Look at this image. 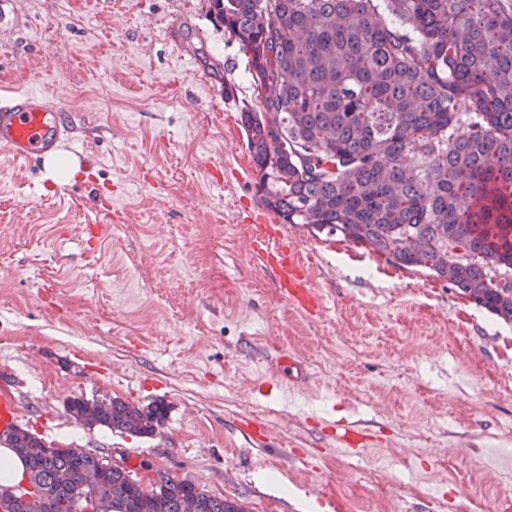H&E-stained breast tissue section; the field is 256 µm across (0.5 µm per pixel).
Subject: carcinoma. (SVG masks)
I'll list each match as a JSON object with an SVG mask.
<instances>
[{
  "label": "carcinoma",
  "instance_id": "obj_1",
  "mask_svg": "<svg viewBox=\"0 0 512 512\" xmlns=\"http://www.w3.org/2000/svg\"><path fill=\"white\" fill-rule=\"evenodd\" d=\"M207 13L248 55L271 95L241 112L254 168L276 176L266 207L285 224L367 246L399 269L428 267L475 304L512 321V0H207ZM464 251L456 260L449 248ZM77 420L149 436L165 418L111 399ZM21 455L26 494L54 488L57 470L96 466L79 448ZM111 512H248L179 479L137 484L109 472Z\"/></svg>",
  "mask_w": 512,
  "mask_h": 512
}]
</instances>
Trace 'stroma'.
Returning <instances> with one entry per match:
<instances>
[{
  "mask_svg": "<svg viewBox=\"0 0 512 512\" xmlns=\"http://www.w3.org/2000/svg\"><path fill=\"white\" fill-rule=\"evenodd\" d=\"M206 7L0 0V84L79 112L92 160L70 176L0 151V393L18 425L248 512H494L512 497V322L302 224L286 230L322 308L281 301L241 231L265 208L248 57ZM287 354L306 384L278 372ZM101 395L164 401L167 420L146 437L71 417ZM249 414L264 447L235 426ZM339 420L371 442L336 447Z\"/></svg>",
  "mask_w": 512,
  "mask_h": 512,
  "instance_id": "1",
  "label": "stroma"
}]
</instances>
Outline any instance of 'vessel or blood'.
I'll use <instances>...</instances> for the list:
<instances>
[{
	"label": "vessel or blood",
	"instance_id": "1",
	"mask_svg": "<svg viewBox=\"0 0 512 512\" xmlns=\"http://www.w3.org/2000/svg\"><path fill=\"white\" fill-rule=\"evenodd\" d=\"M73 130L71 115L51 106L42 92L0 89V148L13 160L43 166L47 158L70 150ZM246 237L253 256L273 268L280 296L296 309L312 311L315 295L293 241L261 216Z\"/></svg>",
	"mask_w": 512,
	"mask_h": 512
}]
</instances>
